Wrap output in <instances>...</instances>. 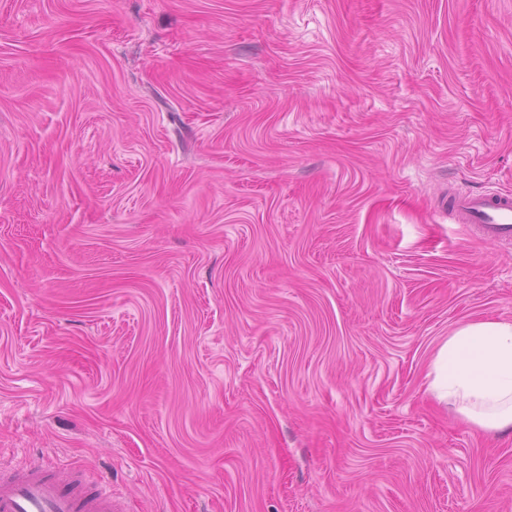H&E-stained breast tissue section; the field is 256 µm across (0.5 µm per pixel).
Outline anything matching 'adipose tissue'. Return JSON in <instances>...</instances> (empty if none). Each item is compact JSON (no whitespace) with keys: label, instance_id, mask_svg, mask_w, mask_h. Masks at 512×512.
I'll use <instances>...</instances> for the list:
<instances>
[{"label":"adipose tissue","instance_id":"1","mask_svg":"<svg viewBox=\"0 0 512 512\" xmlns=\"http://www.w3.org/2000/svg\"><path fill=\"white\" fill-rule=\"evenodd\" d=\"M431 389L472 428L512 431V320L476 319L437 348Z\"/></svg>","mask_w":512,"mask_h":512}]
</instances>
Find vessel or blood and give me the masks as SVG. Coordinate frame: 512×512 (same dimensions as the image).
Returning a JSON list of instances; mask_svg holds the SVG:
<instances>
[{"label": "vessel or blood", "mask_w": 512, "mask_h": 512, "mask_svg": "<svg viewBox=\"0 0 512 512\" xmlns=\"http://www.w3.org/2000/svg\"><path fill=\"white\" fill-rule=\"evenodd\" d=\"M448 211L484 240L512 241V195L449 192ZM0 512H121L111 489L75 479L62 481L38 466L0 473Z\"/></svg>", "instance_id": "1"}]
</instances>
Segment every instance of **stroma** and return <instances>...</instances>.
I'll return each instance as SVG.
<instances>
[{
	"label": "stroma",
	"instance_id": "obj_1",
	"mask_svg": "<svg viewBox=\"0 0 512 512\" xmlns=\"http://www.w3.org/2000/svg\"><path fill=\"white\" fill-rule=\"evenodd\" d=\"M512 0H0V468L124 512H512L429 385L512 320ZM448 213L486 241H512V195L448 192Z\"/></svg>",
	"mask_w": 512,
	"mask_h": 512
}]
</instances>
